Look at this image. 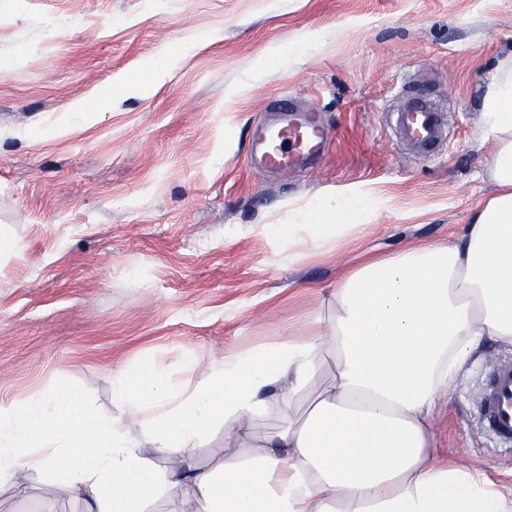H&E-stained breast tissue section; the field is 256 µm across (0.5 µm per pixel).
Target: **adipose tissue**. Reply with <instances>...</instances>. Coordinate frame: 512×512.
I'll return each mask as SVG.
<instances>
[{"label":"adipose tissue","instance_id":"ef3b65f1","mask_svg":"<svg viewBox=\"0 0 512 512\" xmlns=\"http://www.w3.org/2000/svg\"><path fill=\"white\" fill-rule=\"evenodd\" d=\"M480 127L495 191L462 238L346 269L307 334L236 353L200 383L176 388L147 366L114 374L126 420L97 418L63 383L0 399V487L47 477L86 512H150L171 490L191 512H512V489L448 462L433 425L472 354L512 345V57ZM380 204L341 192L306 208L305 229L355 239ZM272 410L279 423L256 427ZM216 422L224 453L201 456ZM141 434L171 467L143 456Z\"/></svg>","mask_w":512,"mask_h":512}]
</instances>
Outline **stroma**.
I'll list each match as a JSON object with an SVG mask.
<instances>
[{
    "label": "stroma",
    "mask_w": 512,
    "mask_h": 512,
    "mask_svg": "<svg viewBox=\"0 0 512 512\" xmlns=\"http://www.w3.org/2000/svg\"><path fill=\"white\" fill-rule=\"evenodd\" d=\"M164 52L161 80L110 95ZM510 56L512 0H0V225L19 244L0 259V398L64 382L99 418H125L113 373L200 382L305 333L363 252L460 238L493 190L479 115ZM406 87L450 109L434 158L396 144L388 112ZM287 96L319 111L332 148L252 166V133ZM366 187L387 200L362 242L269 230ZM509 355L484 344L434 422L450 458L505 485L512 461L475 411ZM18 481L29 494L0 490V512H83L48 478Z\"/></svg>",
    "instance_id": "stroma-1"
}]
</instances>
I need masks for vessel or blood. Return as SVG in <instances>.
<instances>
[{"mask_svg":"<svg viewBox=\"0 0 512 512\" xmlns=\"http://www.w3.org/2000/svg\"><path fill=\"white\" fill-rule=\"evenodd\" d=\"M278 107L288 113V121L277 126L261 125L255 130L265 167L288 168L321 158L328 139L318 116L304 112L292 117L293 107L287 100L279 101ZM390 119L398 146L414 157H432L448 141L445 109L423 94H402ZM477 414L488 433L504 447H512V359L500 362L488 374Z\"/></svg>","mask_w":512,"mask_h":512,"instance_id":"b4317fda","label":"vessel or blood"}]
</instances>
